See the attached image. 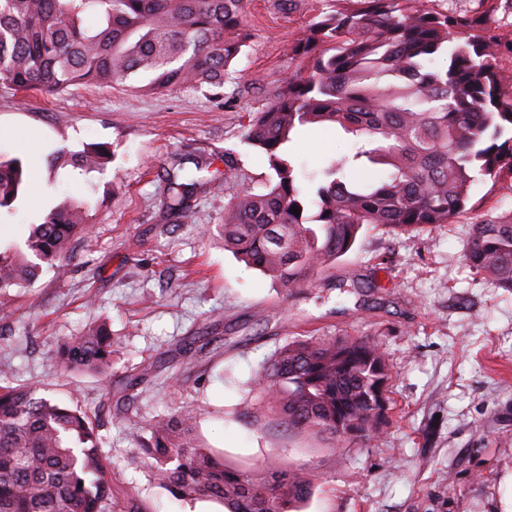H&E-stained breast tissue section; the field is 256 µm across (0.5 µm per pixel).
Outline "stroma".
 Wrapping results in <instances>:
<instances>
[{
  "mask_svg": "<svg viewBox=\"0 0 512 512\" xmlns=\"http://www.w3.org/2000/svg\"><path fill=\"white\" fill-rule=\"evenodd\" d=\"M321 7L299 0L288 14L244 0L250 39L220 98L206 86L151 91L143 74L47 98L0 87V156L30 171L16 213L0 218V246L23 248L65 200L90 215L68 259L0 296L11 310L0 319V374L96 413L112 512H226L154 483L130 438V427L184 408L200 410L196 437L226 465L314 474L303 512H512V292L464 259L472 224L512 215V182L476 179L472 211L453 224L410 236L364 227L333 269L293 294L219 237L230 195L262 192L270 172L244 140L247 115L287 73L291 43ZM94 143L113 152L101 169L47 163ZM351 148L341 131L304 129L289 153L309 175ZM194 156L211 163L191 198L197 218L167 221L163 171ZM94 319L112 338L106 375L46 367V354ZM309 334L366 336L383 352L389 410L376 439L334 446L257 419L255 371ZM130 374L142 377L131 397L107 392Z\"/></svg>",
  "mask_w": 512,
  "mask_h": 512,
  "instance_id": "35a3bbf8",
  "label": "stroma"
}]
</instances>
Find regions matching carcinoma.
Masks as SVG:
<instances>
[{
  "mask_svg": "<svg viewBox=\"0 0 512 512\" xmlns=\"http://www.w3.org/2000/svg\"><path fill=\"white\" fill-rule=\"evenodd\" d=\"M243 0H0V86L54 95L110 85L133 74L149 88L221 89L247 45ZM290 47L292 65L244 139L267 155L261 193L224 205V248L248 266L303 288L353 247L365 225L397 235L454 224L467 211L475 174L492 184L512 179V80L501 59L512 43L489 24L498 0L477 13L440 12L434 0H324ZM96 16V25L85 16ZM447 64L439 69L435 57ZM339 127L355 139L351 156L334 158L300 182L285 146L303 128ZM90 146L66 162L87 170L108 163ZM180 159L163 176L164 207L174 222L194 217L198 182H181ZM27 189L22 160L0 158V210L11 215ZM300 213H291L292 207ZM86 229V208L70 201L34 226L26 250H0V294L33 282L42 264L69 255ZM468 265L512 290V216L472 225ZM112 337L93 322L63 339L46 362L102 375ZM384 354L367 336H305L281 346L254 374L262 416L291 432L372 440L371 423ZM189 410L133 434L152 477L187 500L212 499L227 512H291L314 492L303 470L266 477L229 467L195 438ZM92 415L37 396L28 386H0V512H111Z\"/></svg>",
  "mask_w": 512,
  "mask_h": 512,
  "instance_id": "obj_1",
  "label": "carcinoma"
}]
</instances>
